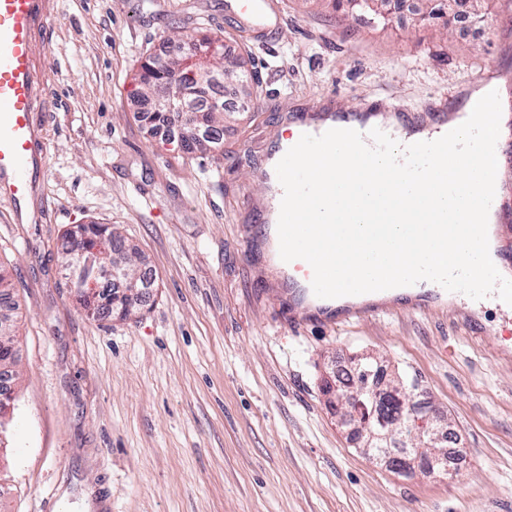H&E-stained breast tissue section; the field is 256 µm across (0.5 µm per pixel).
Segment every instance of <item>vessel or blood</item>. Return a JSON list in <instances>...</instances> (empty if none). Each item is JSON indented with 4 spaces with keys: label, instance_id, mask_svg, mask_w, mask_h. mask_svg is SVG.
<instances>
[{
    "label": "vessel or blood",
    "instance_id": "vessel-or-blood-1",
    "mask_svg": "<svg viewBox=\"0 0 512 512\" xmlns=\"http://www.w3.org/2000/svg\"><path fill=\"white\" fill-rule=\"evenodd\" d=\"M226 6L238 13L253 36L263 38L272 32L271 0H227ZM53 10L54 0H0V200L10 203L11 219L16 224H34L39 218L34 198L46 160L44 124L37 118L38 112L45 109L46 93L39 69L47 58V32ZM460 119L453 103L446 100L423 112H398L375 101L364 112H292L286 114L284 121L300 135L318 136L333 128L365 134L377 128L405 146L436 140L457 127ZM501 122L504 132L496 148L499 186L489 210L498 220L511 205L505 194L512 183V113H502ZM282 197L283 190L277 187L260 205L251 207L255 239H266ZM276 266L286 271L289 287L303 293V301L294 306L302 316L337 324L387 309L383 303L369 306L358 302L353 295L341 307L329 308L327 299L314 294L313 272L304 260H280ZM445 296L441 285L425 281L419 292L407 294L406 300L415 310L441 311L446 307Z\"/></svg>",
    "mask_w": 512,
    "mask_h": 512
}]
</instances>
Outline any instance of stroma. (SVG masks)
<instances>
[{
	"label": "stroma",
	"mask_w": 512,
	"mask_h": 512,
	"mask_svg": "<svg viewBox=\"0 0 512 512\" xmlns=\"http://www.w3.org/2000/svg\"><path fill=\"white\" fill-rule=\"evenodd\" d=\"M225 0H57L36 224L0 203V269L20 334L16 411L1 465L5 512H512V326L481 304L393 306L338 325L305 321L247 254V197L291 112H403L512 80V0L449 31L366 25L326 0H277L272 39ZM220 37L258 85L201 158L156 136L136 95L143 62L179 37ZM108 224L153 276L128 319L95 317L69 287L61 237ZM417 378L448 416L453 476L396 473L365 456L322 392L353 356Z\"/></svg>",
	"instance_id": "obj_1"
}]
</instances>
